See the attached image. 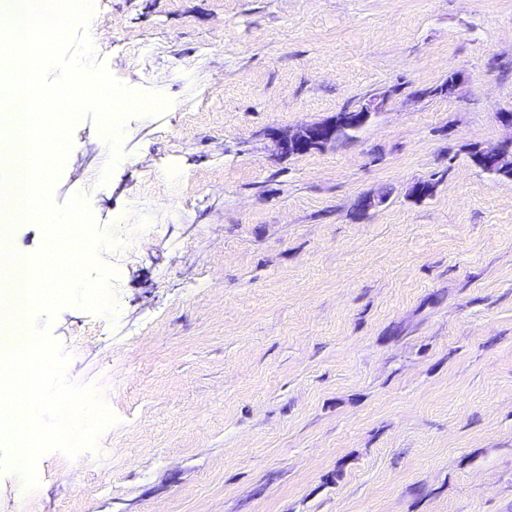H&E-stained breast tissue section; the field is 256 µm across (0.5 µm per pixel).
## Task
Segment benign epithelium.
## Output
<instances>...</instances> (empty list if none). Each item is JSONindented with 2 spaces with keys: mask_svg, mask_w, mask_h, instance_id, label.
<instances>
[{
  "mask_svg": "<svg viewBox=\"0 0 512 512\" xmlns=\"http://www.w3.org/2000/svg\"><path fill=\"white\" fill-rule=\"evenodd\" d=\"M392 95L391 90L376 93L356 110H343L321 122L304 124L295 129L274 130L270 133L274 147L281 156L291 157L334 146L344 141L349 132L360 130L372 117L383 112ZM474 162L482 169L494 168L512 178V141L476 152ZM382 204L384 199L379 195L363 196L358 201L355 215L362 218Z\"/></svg>",
  "mask_w": 512,
  "mask_h": 512,
  "instance_id": "1",
  "label": "benign epithelium"
}]
</instances>
